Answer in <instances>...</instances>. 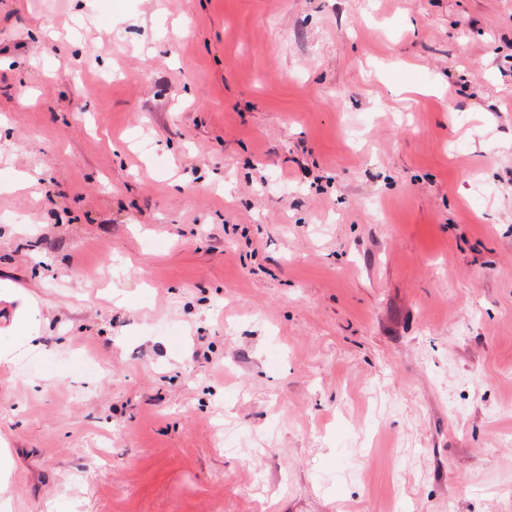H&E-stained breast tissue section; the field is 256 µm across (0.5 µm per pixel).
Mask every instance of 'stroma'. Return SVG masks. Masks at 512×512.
Segmentation results:
<instances>
[{"mask_svg": "<svg viewBox=\"0 0 512 512\" xmlns=\"http://www.w3.org/2000/svg\"><path fill=\"white\" fill-rule=\"evenodd\" d=\"M0 280V512H512V0H0ZM0 301L17 302L11 324L0 327V365H12L17 359L19 341L27 350L40 346L38 339L41 311L38 305L22 291H16L8 285L2 287L0 281ZM5 336H8L5 338ZM17 336V337H15ZM36 342V343H35Z\"/></svg>", "mask_w": 512, "mask_h": 512, "instance_id": "1", "label": "stroma"}]
</instances>
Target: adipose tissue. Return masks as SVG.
Returning <instances> with one entry per match:
<instances>
[{"mask_svg":"<svg viewBox=\"0 0 512 512\" xmlns=\"http://www.w3.org/2000/svg\"><path fill=\"white\" fill-rule=\"evenodd\" d=\"M0 301L13 304L12 322L0 327V365H12L17 359L19 347L35 349L39 339L41 311L24 292L0 286Z\"/></svg>","mask_w":512,"mask_h":512,"instance_id":"obj_1","label":"adipose tissue"}]
</instances>
